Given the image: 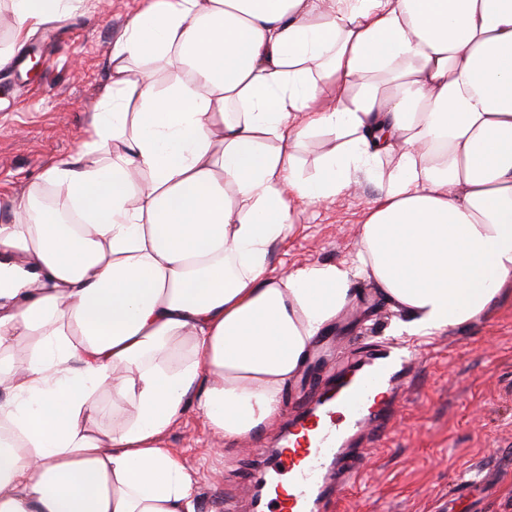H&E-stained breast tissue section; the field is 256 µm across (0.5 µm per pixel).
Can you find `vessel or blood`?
I'll return each mask as SVG.
<instances>
[{
  "mask_svg": "<svg viewBox=\"0 0 512 512\" xmlns=\"http://www.w3.org/2000/svg\"><path fill=\"white\" fill-rule=\"evenodd\" d=\"M410 369L391 353L332 386L321 409L302 418L288 444L275 452L276 480L269 489L268 512H315L335 476L356 475L349 429L386 428L391 405L377 391L399 389Z\"/></svg>",
  "mask_w": 512,
  "mask_h": 512,
  "instance_id": "vessel-or-blood-1",
  "label": "vessel or blood"
}]
</instances>
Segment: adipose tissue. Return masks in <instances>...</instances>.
<instances>
[{
	"label": "adipose tissue",
	"instance_id": "adipose-tissue-1",
	"mask_svg": "<svg viewBox=\"0 0 512 512\" xmlns=\"http://www.w3.org/2000/svg\"><path fill=\"white\" fill-rule=\"evenodd\" d=\"M112 60L80 158L43 173L77 223L31 193L0 221V512H199L164 433L271 426L354 279L398 336L512 279V0H156ZM364 180L352 260L270 275L289 199ZM336 144L333 134L318 133L312 135L299 150L297 160V172L301 177L313 173L318 157L330 150Z\"/></svg>",
	"mask_w": 512,
	"mask_h": 512
}]
</instances>
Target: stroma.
Here are the masks:
<instances>
[{
    "mask_svg": "<svg viewBox=\"0 0 512 512\" xmlns=\"http://www.w3.org/2000/svg\"><path fill=\"white\" fill-rule=\"evenodd\" d=\"M150 0H72L62 15L23 39L0 30V52L22 61L0 66V216L44 186L45 165L75 161L112 76V47ZM23 105H16L17 96ZM376 195L364 182L336 198L295 210L269 272L285 277L311 265L350 260ZM323 333L321 359H308L284 392L280 423L225 446L201 415L186 412L164 435L184 460L199 512H252L262 476L258 448L281 443L301 398L317 400L327 376L377 345L425 351L397 395L388 438H362L363 478L332 491L322 512H512V293L475 321L427 336H397L396 313L369 281ZM467 481L465 498L455 495Z\"/></svg>",
    "mask_w": 512,
    "mask_h": 512,
    "instance_id": "obj_1",
    "label": "stroma"
}]
</instances>
